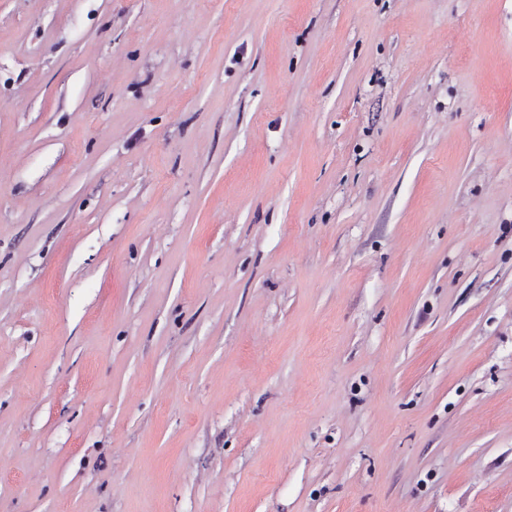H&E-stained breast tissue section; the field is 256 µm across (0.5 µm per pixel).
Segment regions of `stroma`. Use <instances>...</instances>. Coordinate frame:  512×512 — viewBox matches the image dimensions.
Wrapping results in <instances>:
<instances>
[{
    "mask_svg": "<svg viewBox=\"0 0 512 512\" xmlns=\"http://www.w3.org/2000/svg\"><path fill=\"white\" fill-rule=\"evenodd\" d=\"M0 512H512V0H0Z\"/></svg>",
    "mask_w": 512,
    "mask_h": 512,
    "instance_id": "1",
    "label": "stroma"
}]
</instances>
